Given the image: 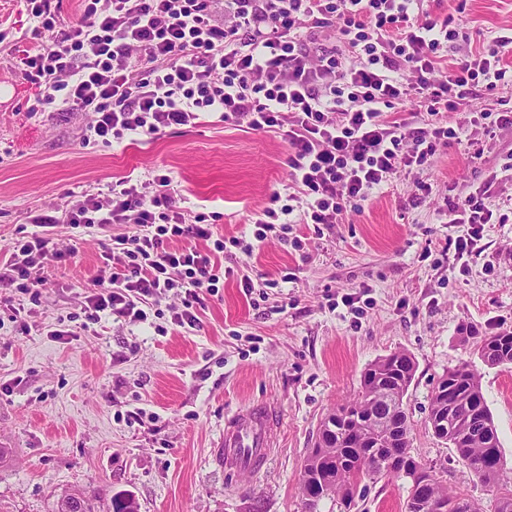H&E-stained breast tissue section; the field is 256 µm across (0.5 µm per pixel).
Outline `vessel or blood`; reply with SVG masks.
<instances>
[{"instance_id": "vessel-or-blood-1", "label": "vessel or blood", "mask_w": 512, "mask_h": 512, "mask_svg": "<svg viewBox=\"0 0 512 512\" xmlns=\"http://www.w3.org/2000/svg\"><path fill=\"white\" fill-rule=\"evenodd\" d=\"M276 417L272 408L250 405L224 420L222 453L226 470L239 474L259 471L269 460Z\"/></svg>"}]
</instances>
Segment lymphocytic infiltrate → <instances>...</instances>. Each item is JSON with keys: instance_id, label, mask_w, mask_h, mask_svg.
<instances>
[{"instance_id": "lymphocytic-infiltrate-1", "label": "lymphocytic infiltrate", "mask_w": 512, "mask_h": 512, "mask_svg": "<svg viewBox=\"0 0 512 512\" xmlns=\"http://www.w3.org/2000/svg\"><path fill=\"white\" fill-rule=\"evenodd\" d=\"M466 6L458 0L440 18L424 0H79L70 23L61 0H26L35 32L51 35L12 59L35 89L32 111L90 113L87 145L151 139L207 114L277 132L288 143L290 191L255 213L251 237L225 240L206 213L181 206L168 176L123 177L109 193L30 214L34 231L0 260V288L37 297L45 264L74 258V249L54 248L57 225L134 224L135 236L104 246L107 272L85 298V324L143 322L147 307L175 298L173 323L192 328L202 295L235 275L216 260L226 248L249 254L269 232L336 223L448 146L482 158L497 129L512 127L497 109L500 92L512 89V28L471 47ZM460 43L467 52L449 62V45ZM478 98L485 106L469 124L443 122ZM412 102L425 108L423 123L411 120ZM493 186L445 197V216L465 227L459 252L476 250L486 225L507 223L491 204Z\"/></svg>"}]
</instances>
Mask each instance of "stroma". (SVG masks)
<instances>
[{"label": "stroma", "mask_w": 512, "mask_h": 512, "mask_svg": "<svg viewBox=\"0 0 512 512\" xmlns=\"http://www.w3.org/2000/svg\"><path fill=\"white\" fill-rule=\"evenodd\" d=\"M474 38L512 27V0H468ZM0 253L29 213L65 203L69 193L108 191L130 173L171 178L185 207L216 213L218 237L249 230L253 214L288 184V144L281 134L229 126L205 116L195 126L152 140L84 144L83 112L52 120L30 114L34 89L11 66L14 50L34 49L25 0H0ZM493 152L475 159L452 146L422 177L433 194L411 200V180L314 230L294 225L290 238L258 244L252 254L218 262L249 274L253 295L237 278L204 295L199 322L181 328L170 315L146 322L107 319L75 336L59 320L79 311L103 266L109 235L137 234L133 224L83 231L61 224L58 248L38 301L0 288V512H53L78 488L94 512H109L114 493L132 492L139 512H303L300 469L321 420L356 393L362 372L394 351L417 364L407 409L413 446L428 463L447 461L449 489L490 504L494 498L427 425L432 392L448 367L470 362L480 373L512 478V364L488 366L466 328L485 335L512 331V220L485 228L479 247L459 255L462 225L438 210L449 189L484 182L512 157V129L496 132ZM301 248H294L293 239ZM294 281H287V274ZM354 297L347 307L345 297ZM270 402L280 410L266 470H225L221 431L238 408ZM410 481H365L351 510L326 498L319 512H404Z\"/></svg>", "instance_id": "stroma-1"}]
</instances>
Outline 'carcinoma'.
Here are the masks:
<instances>
[{
	"label": "carcinoma",
	"instance_id": "carcinoma-1",
	"mask_svg": "<svg viewBox=\"0 0 512 512\" xmlns=\"http://www.w3.org/2000/svg\"><path fill=\"white\" fill-rule=\"evenodd\" d=\"M491 352L489 365L512 364V332H496L480 338L478 352ZM416 373V362L393 369L375 361L364 372L355 396L340 405L322 422L315 451L307 454L299 478V493L305 512H317L320 490L337 497L349 508L361 480H378L396 475L386 465L388 449L381 442L383 425H402L409 421L405 398ZM449 393L460 397L458 416L448 421L443 441L455 449L482 484L497 489L493 512H512V486L503 483L504 455L497 428L486 404L480 374L461 363L446 371ZM396 454L411 471L428 472L412 448V438L401 439ZM429 497L443 512H462L459 504L469 501L467 512H482L475 499L448 491L439 479L429 486ZM54 512H91L84 493L74 490L62 495ZM111 512H138V503L130 493L112 497Z\"/></svg>",
	"mask_w": 512,
	"mask_h": 512
}]
</instances>
